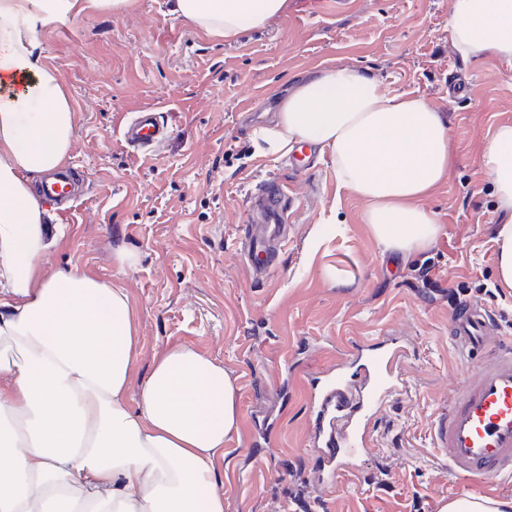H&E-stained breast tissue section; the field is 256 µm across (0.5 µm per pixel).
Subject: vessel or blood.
<instances>
[{
    "label": "vessel or blood",
    "instance_id": "vessel-or-blood-1",
    "mask_svg": "<svg viewBox=\"0 0 512 512\" xmlns=\"http://www.w3.org/2000/svg\"><path fill=\"white\" fill-rule=\"evenodd\" d=\"M168 127L153 112L135 114L122 131V140L136 151H152L167 137ZM291 195L278 179L257 184L248 196L254 224L248 225V267L255 279L271 270L277 249L288 238L284 232ZM491 322L482 309H457L450 331L456 345L475 350L487 343ZM402 357L398 349L358 350L356 369L328 371L307 393L313 427L318 436V480L334 485L352 472L351 462L369 445L367 421L403 389L394 374ZM436 448L460 476L496 479L512 476V346L499 344L475 365L474 376L449 397L433 428Z\"/></svg>",
    "mask_w": 512,
    "mask_h": 512
}]
</instances>
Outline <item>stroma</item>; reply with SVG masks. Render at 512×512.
Instances as JSON below:
<instances>
[{"mask_svg": "<svg viewBox=\"0 0 512 512\" xmlns=\"http://www.w3.org/2000/svg\"><path fill=\"white\" fill-rule=\"evenodd\" d=\"M450 0H288L235 40L137 0L128 14L68 18L38 31L76 111L71 161L83 193L57 209L66 231L47 269L77 267L127 291L139 331L137 377L174 346L221 365L236 387L238 431L218 465L225 512H440L467 495L512 500V478H463L431 428L473 373L449 337L456 304L487 311L490 344L512 340V288L499 286L502 209L482 155L512 124V64L472 67L448 30ZM370 70L384 92H413L442 112L448 170L420 199L439 226L432 248L391 253L340 184L330 154L259 156L252 128L270 122L297 78L329 65ZM461 74L466 90L449 96ZM156 110L171 131L144 156L121 140L132 112ZM287 184L297 211L270 274L245 263L246 199L266 177ZM132 251L135 265L120 264ZM388 337L406 354L405 388L370 423L373 453L357 477L317 484L301 378L348 362Z\"/></svg>", "mask_w": 512, "mask_h": 512, "instance_id": "obj_1", "label": "stroma"}]
</instances>
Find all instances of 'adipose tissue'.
Masks as SVG:
<instances>
[{"mask_svg":"<svg viewBox=\"0 0 512 512\" xmlns=\"http://www.w3.org/2000/svg\"><path fill=\"white\" fill-rule=\"evenodd\" d=\"M287 0H169L168 13L232 40ZM133 0H0V512H224L216 459L238 430L235 386L188 346L170 349L129 406L138 346L131 301L78 270L47 273L63 234L31 187L70 157L75 110L44 61L37 30L89 12L123 16ZM462 60L512 62V0H451ZM449 129L413 92L390 95L361 68L297 81L257 154L308 143L329 151L339 181L366 199L387 248L431 247L438 227L414 201L444 177ZM483 167L512 210V124L495 128Z\"/></svg>","mask_w":512,"mask_h":512,"instance_id":"1","label":"adipose tissue"}]
</instances>
